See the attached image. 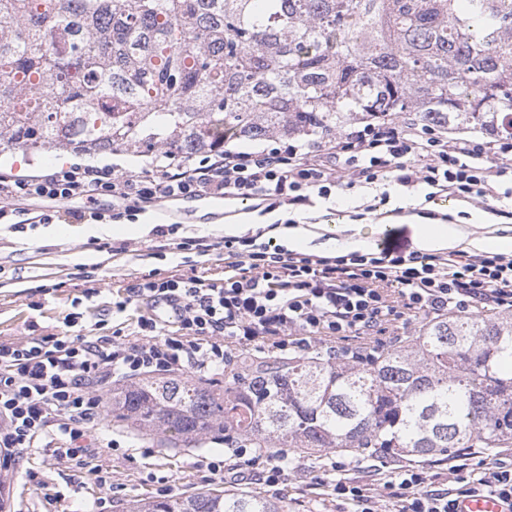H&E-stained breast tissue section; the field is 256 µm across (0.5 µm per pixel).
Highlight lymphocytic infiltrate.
Segmentation results:
<instances>
[{
    "label": "lymphocytic infiltrate",
    "instance_id": "lymphocytic-infiltrate-1",
    "mask_svg": "<svg viewBox=\"0 0 512 512\" xmlns=\"http://www.w3.org/2000/svg\"><path fill=\"white\" fill-rule=\"evenodd\" d=\"M512 137L488 140L452 137L446 128L421 126L404 117H374L321 141H277L247 151L227 147L202 157L172 158L143 176L114 168L73 164L32 175L0 174V223L14 214V200L84 201L77 221L115 223L153 210L164 199L221 198L252 202L260 214H304L315 198L332 190L391 181L420 189L426 200L496 197ZM110 198L111 209L99 208ZM139 312L111 334L80 333L86 313L81 300L60 333L0 341V450L14 459L33 448L59 463L89 469L104 496L92 504L105 512L112 474L97 463L107 445L99 434L105 400L116 378L224 371L237 355L328 354L370 348L378 337L423 317L485 309L512 311V254L472 255L404 252L383 248L370 254L321 256L298 253L252 236L224 240V276L195 274L145 278L118 290L112 311ZM239 465L205 459L217 479L258 475L274 488L288 479L275 456H248L236 448ZM475 451L449 466L454 485L437 484L428 468L402 465L382 474L384 497L369 484L337 479L330 491L351 512H379L388 499L394 512H455L458 500L485 495L512 505V467L481 460Z\"/></svg>",
    "mask_w": 512,
    "mask_h": 512
}]
</instances>
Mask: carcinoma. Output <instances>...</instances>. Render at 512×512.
<instances>
[{"label":"carcinoma","mask_w":512,"mask_h":512,"mask_svg":"<svg viewBox=\"0 0 512 512\" xmlns=\"http://www.w3.org/2000/svg\"><path fill=\"white\" fill-rule=\"evenodd\" d=\"M512 135V0H0V152L201 154L359 117ZM160 448L228 437L284 460L512 447V313L419 322L362 363L243 353L222 374L112 385ZM121 512H288L201 489Z\"/></svg>","instance_id":"carcinoma-1"}]
</instances>
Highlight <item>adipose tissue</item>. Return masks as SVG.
Segmentation results:
<instances>
[{
	"label": "adipose tissue",
	"instance_id": "1",
	"mask_svg": "<svg viewBox=\"0 0 512 512\" xmlns=\"http://www.w3.org/2000/svg\"><path fill=\"white\" fill-rule=\"evenodd\" d=\"M289 248L300 250L316 239H324L329 251L339 254L368 253L373 238L360 224H310L299 222L283 230ZM419 250L433 252L456 247L473 253L512 251V226L490 225L482 212H472L466 223L439 224L423 222L416 226Z\"/></svg>",
	"mask_w": 512,
	"mask_h": 512
}]
</instances>
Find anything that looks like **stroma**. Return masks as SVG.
I'll use <instances>...</instances> for the list:
<instances>
[{
  "mask_svg": "<svg viewBox=\"0 0 512 512\" xmlns=\"http://www.w3.org/2000/svg\"><path fill=\"white\" fill-rule=\"evenodd\" d=\"M81 158V153L72 149L31 156L6 152L0 154V169L28 174L66 166ZM385 189L390 196V207L400 208L401 213L394 223L381 226L380 231L406 251L416 248L414 209L426 206L448 214L451 221L457 222L470 211H482L489 205L512 207V196H501L488 204L453 198L428 203L418 191L407 192L393 183L386 184ZM373 196V190L362 187L339 192L329 200H317L309 216L315 223L349 224L355 206L372 200ZM18 208L45 211L51 214L53 224L65 227L66 232L49 235L41 224H0V341L3 342L59 332L72 300L89 288L97 291L91 299L97 305L108 301L113 290L152 271L168 276L194 268L210 278L220 277L224 271V251L219 247L224 239V210L201 208L193 222L179 224L178 237L203 238L215 245L207 255L199 256L197 266L192 267L185 263L183 251L173 247L160 249L161 238L156 233L141 235L107 230L86 235L81 223L60 212L57 204L29 200L20 202ZM114 247L119 250L115 256L110 253ZM103 432L117 444L116 451L101 459L104 468L112 472V504L159 496L165 484L177 494L221 485L220 480L201 466L202 455L196 450L159 448L109 425L104 426ZM337 459V454L324 451L298 456L289 468L295 473L304 471V478L295 476L275 490L256 481L248 489L267 497L287 498L288 512H347L344 502L336 499L327 487L311 480L315 474L336 479L333 463ZM28 468L36 472L37 482L22 478V471ZM10 470L15 475L13 512H57L59 505L50 497L54 490L68 493L70 512H77L80 505L92 503L100 495L98 486L85 470L56 464L39 454L11 465Z\"/></svg>",
  "mask_w": 512,
  "mask_h": 512,
  "instance_id": "stroma-1",
  "label": "stroma"
}]
</instances>
